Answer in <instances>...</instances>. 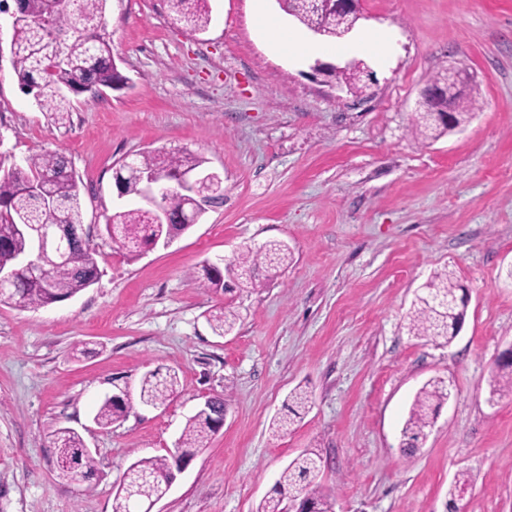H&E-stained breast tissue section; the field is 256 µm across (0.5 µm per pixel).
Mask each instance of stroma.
Returning a JSON list of instances; mask_svg holds the SVG:
<instances>
[{
	"label": "stroma",
	"instance_id": "35a3bbf8",
	"mask_svg": "<svg viewBox=\"0 0 512 512\" xmlns=\"http://www.w3.org/2000/svg\"><path fill=\"white\" fill-rule=\"evenodd\" d=\"M189 34L167 0H108L117 90L73 96L56 127L14 73L12 19L0 13V157L63 153L81 185L100 277L40 309L0 304V512H112L127 467L173 452L213 396L223 428L178 474L158 512H256L305 449L333 512H512V392H493L512 347V0H362L358 32H392L388 58L360 49L369 96L312 79L310 61L272 53L257 11L294 29L276 0H209ZM466 68L472 120L424 143L410 132L421 90ZM187 150L220 175L224 205L166 248L133 257L110 242L107 215L129 206L113 168L147 149ZM270 241L292 259L261 287L215 292L204 261H234ZM449 268L468 307L448 343L415 337L407 315L434 271ZM226 306L235 330L216 335ZM178 372L165 407L135 406L97 426L113 387ZM443 379L451 397L421 448H400L416 393ZM311 403L285 433L289 394ZM77 432L93 476L58 477L53 439Z\"/></svg>",
	"mask_w": 512,
	"mask_h": 512
}]
</instances>
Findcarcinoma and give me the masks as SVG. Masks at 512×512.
I'll list each match as a JSON object with an SVG mask.
<instances>
[{
  "label": "carcinoma",
  "mask_w": 512,
  "mask_h": 512,
  "mask_svg": "<svg viewBox=\"0 0 512 512\" xmlns=\"http://www.w3.org/2000/svg\"><path fill=\"white\" fill-rule=\"evenodd\" d=\"M176 20L191 33L207 28L210 11L208 0H167ZM280 7L308 29L322 30L323 38L336 40L339 19L331 11L311 12L308 0H279ZM107 0H71L64 13L52 9V0H25L26 19L13 25L11 51L14 72L24 93L33 95L39 106L50 112L54 123L66 125L72 112L70 95L80 92L85 84L118 88L125 77L115 64L112 40L107 32ZM342 81L351 94L360 97L370 86L355 70L343 74ZM448 108L437 101L428 111L417 113L412 132L424 139H435L461 127L474 112L472 100L457 97L453 101V122L442 123L435 112ZM205 160L184 150L162 149L143 151L124 160L121 165V186L126 196L140 199L133 208H119L107 217L114 226L117 244L132 256L138 255L148 242L164 238L172 232H185L189 224H157L153 206L143 201L144 185L140 174L165 170L176 177L184 172L204 169ZM81 180L65 156L56 152L33 154L25 164L11 165L0 173V270H11V285L0 288V303L17 309H39L67 300L92 285L98 276L97 250L89 243L75 240L64 259L53 262L40 257L42 279L36 281L19 260L33 251L30 235L15 229L18 224H70L83 226ZM171 215L191 209L188 196L174 188L160 203ZM288 265V247L277 241L268 242L257 250L248 249L235 260L236 286H261V269L278 270ZM204 286L218 292L226 289L224 272L216 264L202 266ZM460 286L448 269L435 272L425 284L408 315L409 334L417 337L443 339L449 343L459 324L464 322L467 303L458 295ZM237 315L219 308L210 315L214 333L222 336L233 331ZM492 392L505 384L512 389V362L501 363L493 377ZM178 372L152 371L140 383L138 402L131 398L108 397L94 415L101 427L125 418L135 404L161 407L178 392ZM448 386L442 380L425 384L416 394L401 431V447L405 454L420 448L425 429L430 426L441 406L448 401ZM288 411L299 416L307 408L309 395L304 390L290 394ZM217 431L213 411L203 407L191 416L181 433L178 448L192 458L207 447ZM55 469L58 476L79 480L95 470L92 454L85 451L82 437L70 430L57 431L54 440ZM171 457L168 455L141 458L127 468L128 482L144 495H152L163 486ZM320 466V457L311 450L302 452L281 473L270 495L257 512H284L285 494L302 501L307 512H331L329 495L313 477Z\"/></svg>",
  "instance_id": "1"
}]
</instances>
